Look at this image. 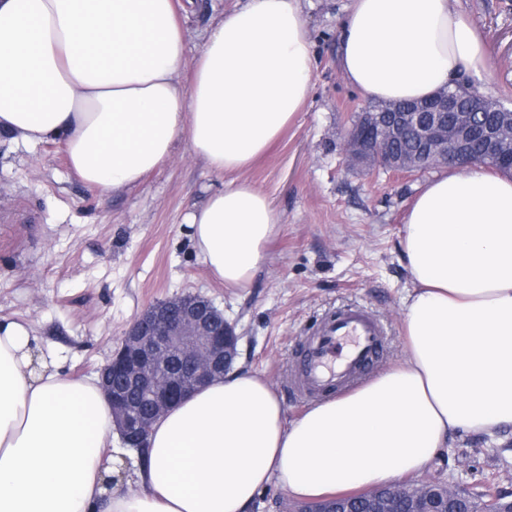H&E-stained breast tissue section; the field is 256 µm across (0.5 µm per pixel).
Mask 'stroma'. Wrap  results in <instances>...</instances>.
I'll list each match as a JSON object with an SVG mask.
<instances>
[{
  "label": "stroma",
  "instance_id": "35a3bbf8",
  "mask_svg": "<svg viewBox=\"0 0 512 512\" xmlns=\"http://www.w3.org/2000/svg\"><path fill=\"white\" fill-rule=\"evenodd\" d=\"M349 0H303L315 54L307 106L244 172L281 216L248 287L208 273L185 222L210 172L188 144L137 186L103 193L83 183L60 147L0 137V318L30 324L66 374H96L149 304L192 291L210 298L240 336L237 368L267 380L288 419L308 407L288 385L296 344L330 311L355 304L385 329L383 368L404 349L411 278L402 260L405 212L429 173L396 177L349 166L346 134L370 102L337 65L338 26ZM482 34L488 66L468 83L512 100V0H459ZM458 478L475 491L493 481L512 497V429L455 436L420 480Z\"/></svg>",
  "mask_w": 512,
  "mask_h": 512
}]
</instances>
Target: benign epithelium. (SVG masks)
<instances>
[{"mask_svg": "<svg viewBox=\"0 0 512 512\" xmlns=\"http://www.w3.org/2000/svg\"><path fill=\"white\" fill-rule=\"evenodd\" d=\"M454 127L448 128V113ZM477 110L461 106L459 98L442 90L430 102L409 107L384 106L363 112L349 130V164L369 172L412 174L437 166L465 169L475 164L470 145L480 139L486 156L495 159L512 144V115L494 126L476 120ZM415 147L394 150L406 137ZM235 324L207 297L186 292L146 307L126 328L110 358L98 369L101 387L112 409L124 445L144 452L152 425L173 404L198 388L224 378L239 356ZM134 390L147 400L141 410L128 397ZM412 488L418 512H448L458 482L424 481L408 486L394 483L354 494L336 508L332 502L304 505L297 512H351L358 501L369 512H392L394 500Z\"/></svg>", "mask_w": 512, "mask_h": 512, "instance_id": "1", "label": "benign epithelium"}]
</instances>
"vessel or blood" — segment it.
I'll return each mask as SVG.
<instances>
[{
	"label": "vessel or blood",
	"mask_w": 512,
	"mask_h": 512,
	"mask_svg": "<svg viewBox=\"0 0 512 512\" xmlns=\"http://www.w3.org/2000/svg\"><path fill=\"white\" fill-rule=\"evenodd\" d=\"M384 354L381 323L359 306L340 308L299 339L291 363L292 387L302 398L341 392L373 372Z\"/></svg>",
	"instance_id": "obj_1"
}]
</instances>
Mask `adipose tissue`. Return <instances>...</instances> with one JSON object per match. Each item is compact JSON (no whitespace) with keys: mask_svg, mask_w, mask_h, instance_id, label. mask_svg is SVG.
<instances>
[{"mask_svg":"<svg viewBox=\"0 0 512 512\" xmlns=\"http://www.w3.org/2000/svg\"><path fill=\"white\" fill-rule=\"evenodd\" d=\"M195 0H0V135L53 141L100 191L132 187L178 143L226 175L187 214L208 271L252 281L280 216L241 174L311 91L301 0H241L194 59ZM338 68L365 98L431 97L487 67L458 0H351ZM189 75H182L184 62ZM405 356L295 420L231 372L154 425L138 490L109 488L116 430L97 377L61 372L30 326L0 320V512H248L270 482L314 498L420 474L462 432L512 426V178L481 165L426 181L405 213Z\"/></svg>","mask_w":512,"mask_h":512,"instance_id":"ef3b65f1","label":"adipose tissue"}]
</instances>
